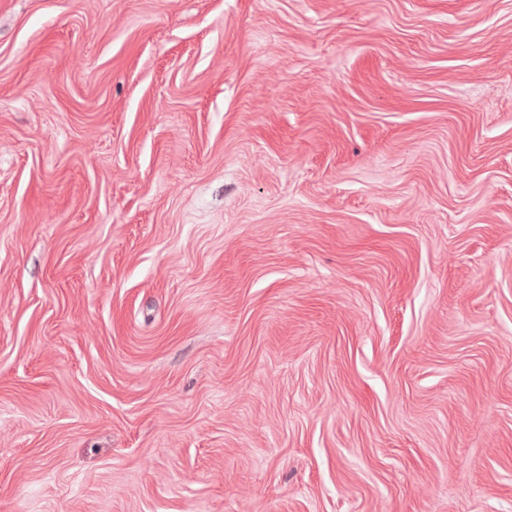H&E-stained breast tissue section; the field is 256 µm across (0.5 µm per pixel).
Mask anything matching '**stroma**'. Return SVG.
<instances>
[{"label":"stroma","mask_w":512,"mask_h":512,"mask_svg":"<svg viewBox=\"0 0 512 512\" xmlns=\"http://www.w3.org/2000/svg\"><path fill=\"white\" fill-rule=\"evenodd\" d=\"M0 512H512V0H0Z\"/></svg>","instance_id":"obj_1"}]
</instances>
